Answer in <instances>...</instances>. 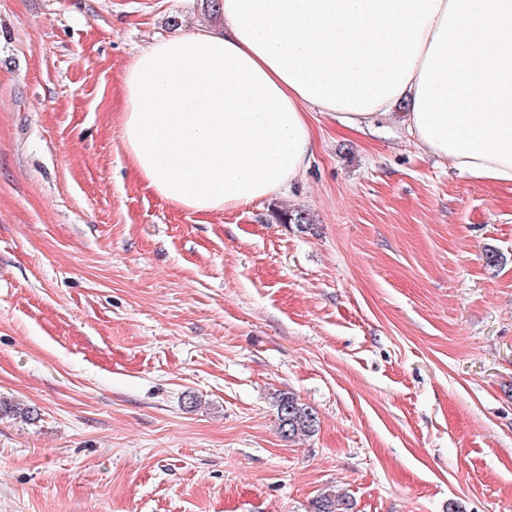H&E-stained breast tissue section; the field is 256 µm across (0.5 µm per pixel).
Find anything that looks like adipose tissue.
<instances>
[{
  "instance_id": "adipose-tissue-1",
  "label": "adipose tissue",
  "mask_w": 512,
  "mask_h": 512,
  "mask_svg": "<svg viewBox=\"0 0 512 512\" xmlns=\"http://www.w3.org/2000/svg\"><path fill=\"white\" fill-rule=\"evenodd\" d=\"M223 30L158 39L120 133L158 196L200 214L287 194L309 113L360 131L407 105L426 155L512 185V0H221Z\"/></svg>"
}]
</instances>
